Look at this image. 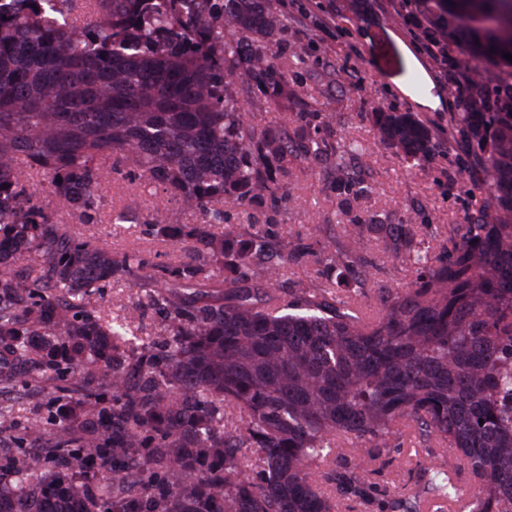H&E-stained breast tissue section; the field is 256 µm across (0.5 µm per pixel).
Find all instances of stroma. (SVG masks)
<instances>
[{"mask_svg": "<svg viewBox=\"0 0 512 512\" xmlns=\"http://www.w3.org/2000/svg\"><path fill=\"white\" fill-rule=\"evenodd\" d=\"M428 18L422 17L416 0H291L288 30L269 52L288 68V80L297 84L299 98L290 103L292 112L321 111L332 129L340 130L364 150L359 176L373 191L353 202L348 214L338 215V199L328 185L325 164L313 163L297 172L292 198L278 199L250 211L236 209L232 221H256L259 229L278 236H294L303 242L339 235L352 217L375 212L395 224L408 218L440 233L443 225L462 222L485 201L486 186L473 182L465 170L471 150L448 130V115L457 111L467 89V77L458 74L448 81L446 60L430 57L424 49ZM301 53L304 65L289 64L292 53ZM381 104L400 112H414L437 133L436 157L403 172L392 152L378 143L370 112ZM105 206L96 224H82L54 199L41 196V203L54 211L60 223L83 236L94 238L108 249L119 251L134 245L152 252L154 263L174 261L179 248L147 236L146 218L157 209L180 222H200L198 212L185 209L163 189L130 181L125 175L105 169L102 182ZM125 212L129 222L113 234L111 219ZM139 289L123 283L101 288L91 304L101 315L124 316L140 302ZM419 440H405L372 480L383 491H412L423 458Z\"/></svg>", "mask_w": 512, "mask_h": 512, "instance_id": "obj_1", "label": "stroma"}]
</instances>
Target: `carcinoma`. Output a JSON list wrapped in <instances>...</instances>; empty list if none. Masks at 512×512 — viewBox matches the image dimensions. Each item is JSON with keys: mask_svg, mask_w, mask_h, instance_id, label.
Here are the masks:
<instances>
[{"mask_svg": "<svg viewBox=\"0 0 512 512\" xmlns=\"http://www.w3.org/2000/svg\"><path fill=\"white\" fill-rule=\"evenodd\" d=\"M0 12V386H30L54 426L42 450L0 454V512H423L455 501L447 466H420L416 490L381 498L373 466L407 432L451 452L470 475L469 512H512V0H422L471 73L448 127L473 149L469 177L489 196L448 224L435 252L406 219L367 212L342 241L270 243L219 204L262 206L294 167L334 158L352 188L359 146L300 113L273 129L240 93L299 98L265 52L286 29L266 0H15ZM494 67L493 85L484 70ZM380 144L405 170L436 155L426 121L377 105ZM133 158L197 224L154 211L181 248L156 266L76 236L33 202L36 186L91 224L101 160ZM412 269L376 289L370 317L353 288L373 241ZM333 277L282 291L284 265ZM133 278L165 313L133 338L138 306L105 324L89 298ZM10 409L0 433L15 443ZM105 469L112 481L91 488Z\"/></svg>", "mask_w": 512, "mask_h": 512, "instance_id": "1", "label": "carcinoma"}]
</instances>
